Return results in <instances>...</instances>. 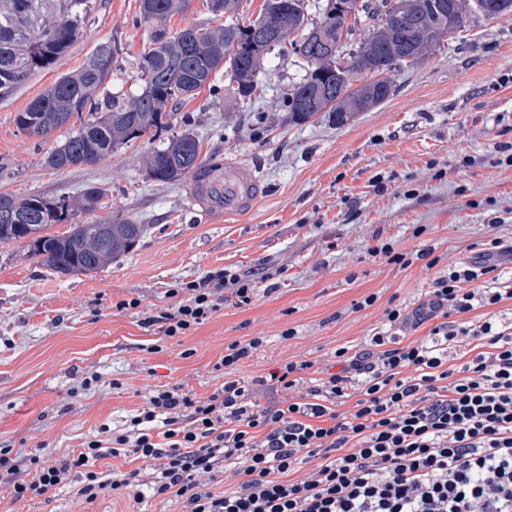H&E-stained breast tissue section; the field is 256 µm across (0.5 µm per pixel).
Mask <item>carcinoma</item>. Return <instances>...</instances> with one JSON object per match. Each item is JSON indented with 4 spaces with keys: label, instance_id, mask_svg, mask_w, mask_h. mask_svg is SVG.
Returning <instances> with one entry per match:
<instances>
[{
    "label": "carcinoma",
    "instance_id": "obj_1",
    "mask_svg": "<svg viewBox=\"0 0 512 512\" xmlns=\"http://www.w3.org/2000/svg\"><path fill=\"white\" fill-rule=\"evenodd\" d=\"M94 0H0V101L15 93L36 72L47 69L73 45L93 10ZM189 0H141V16L153 25L150 43L140 55L141 93L126 101L106 91L116 53L103 43L79 70L62 76L15 116L17 129L29 136L48 138L73 116L83 118L78 130L51 149V168L93 165L117 153L132 140L156 136L165 127L172 108L195 97L224 68L237 83V94L249 99L258 86L262 59L252 58L255 22L278 34L261 48L267 54L287 41L291 33L305 34L290 42L292 52L309 65L304 79L290 90L284 107L288 119L305 123L322 111L344 123L358 112L374 108L392 94L388 73L411 66L464 28L471 14L498 19L512 14V0H412L401 11L398 0H340L341 8L325 9L322 19L308 25L306 0H263L257 21L215 29L189 26L170 37L165 24L185 10ZM363 13L371 29L344 68H336L352 27L347 16ZM333 36L332 54H320L317 33ZM370 78L351 88V75ZM348 91L336 103L324 89ZM204 167L201 142L184 131L154 148L145 158L147 178L176 182ZM108 189L92 185L75 196L0 193V243L27 241L28 252L57 276L87 275L132 250L146 225L115 218L105 224L79 222L81 214L104 207ZM57 224L69 229L49 233Z\"/></svg>",
    "mask_w": 512,
    "mask_h": 512
}]
</instances>
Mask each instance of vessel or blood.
I'll use <instances>...</instances> for the list:
<instances>
[{
  "mask_svg": "<svg viewBox=\"0 0 512 512\" xmlns=\"http://www.w3.org/2000/svg\"><path fill=\"white\" fill-rule=\"evenodd\" d=\"M264 194L265 186L254 170L229 158L204 177L192 179L189 190L193 203L206 215L244 213Z\"/></svg>",
  "mask_w": 512,
  "mask_h": 512,
  "instance_id": "obj_1",
  "label": "vessel or blood"
}]
</instances>
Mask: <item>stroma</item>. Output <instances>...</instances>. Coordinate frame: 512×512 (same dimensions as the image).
<instances>
[{"label":"stroma","mask_w":512,"mask_h":512,"mask_svg":"<svg viewBox=\"0 0 512 512\" xmlns=\"http://www.w3.org/2000/svg\"><path fill=\"white\" fill-rule=\"evenodd\" d=\"M151 34L140 0H96L68 52L0 101V193L72 196L99 185L109 195L95 220L146 227L129 253L88 275L56 276L28 257L24 242L0 243V447L39 445L55 459L100 425H120L154 388L209 395L220 383L214 365L236 340L264 339L237 370L246 379L291 360L323 367L336 348L366 349L389 303L411 309L426 301L435 278L474 260L488 236L512 241V166L499 164L494 149L512 127V16H472L444 48L391 71L394 92L383 104L341 125L325 112L289 122L283 103L306 69L293 53L266 54L248 102L217 72L210 87L177 106L170 131H193L205 163L237 159L267 185L253 210L229 218L193 208L187 181L146 179L147 140L95 165L56 170L44 160L69 128L44 141L15 125L17 112L104 42L117 51L109 90L139 94L138 55ZM379 181L384 191H376ZM381 240L399 253L432 245L440 261L400 268L369 254ZM262 266L279 272L277 291L225 307L188 336L159 340L139 311L116 308L136 298L160 310L176 282L208 269L245 274ZM369 295L375 303L355 310ZM290 328L294 337L283 339ZM188 349L192 357L183 358ZM92 374L98 386L79 392ZM0 512H181V505L122 494L89 507L66 485L45 498H0Z\"/></svg>","instance_id":"obj_1"}]
</instances>
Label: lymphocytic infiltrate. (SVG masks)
<instances>
[{
  "label": "lymphocytic infiltrate",
  "instance_id": "f902f5d3",
  "mask_svg": "<svg viewBox=\"0 0 512 512\" xmlns=\"http://www.w3.org/2000/svg\"><path fill=\"white\" fill-rule=\"evenodd\" d=\"M505 253L512 245L493 238L475 261L437 277L427 301L387 307L368 349H336L337 372L310 384V362L282 364L270 375L280 404L260 406L252 382L235 374L261 338L235 341L214 365L223 381L209 395L153 390L122 429L100 426L59 459L0 448V486L17 502L76 473L74 494L87 505L146 485L153 497L181 500L183 512H512V323L472 315L512 300L494 277L493 258ZM263 289L215 268L169 288L172 304L142 323L184 336ZM427 322L428 336L402 342ZM350 398L353 409L338 411ZM122 455L137 468L97 471ZM220 474L232 489L217 491Z\"/></svg>",
  "mask_w": 512,
  "mask_h": 512
}]
</instances>
